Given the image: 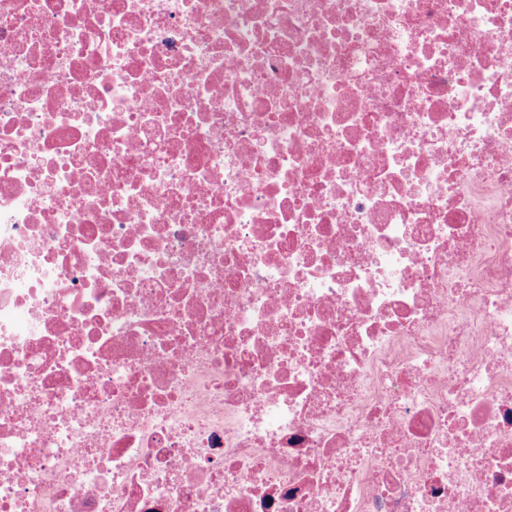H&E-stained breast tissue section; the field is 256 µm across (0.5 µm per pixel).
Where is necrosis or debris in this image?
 I'll return each instance as SVG.
<instances>
[{
	"label": "necrosis or debris",
	"instance_id": "necrosis-or-debris-1",
	"mask_svg": "<svg viewBox=\"0 0 512 512\" xmlns=\"http://www.w3.org/2000/svg\"><path fill=\"white\" fill-rule=\"evenodd\" d=\"M0 512H512V0H0Z\"/></svg>",
	"mask_w": 512,
	"mask_h": 512
}]
</instances>
